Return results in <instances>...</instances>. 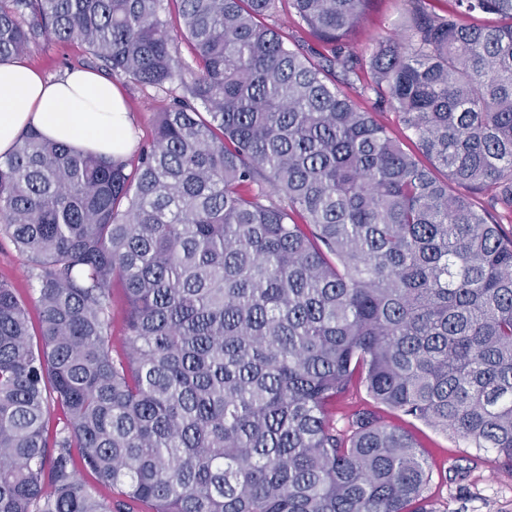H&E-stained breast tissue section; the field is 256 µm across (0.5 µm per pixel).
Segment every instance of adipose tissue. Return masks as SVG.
I'll return each mask as SVG.
<instances>
[{
    "instance_id": "adipose-tissue-1",
    "label": "adipose tissue",
    "mask_w": 512,
    "mask_h": 512,
    "mask_svg": "<svg viewBox=\"0 0 512 512\" xmlns=\"http://www.w3.org/2000/svg\"><path fill=\"white\" fill-rule=\"evenodd\" d=\"M131 115L116 83L83 70L45 79L23 60L0 61V155L37 128L73 150L116 160L132 149Z\"/></svg>"
}]
</instances>
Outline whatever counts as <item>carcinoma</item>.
I'll return each instance as SVG.
<instances>
[{
  "instance_id": "cac0c4a2",
  "label": "carcinoma",
  "mask_w": 512,
  "mask_h": 512,
  "mask_svg": "<svg viewBox=\"0 0 512 512\" xmlns=\"http://www.w3.org/2000/svg\"><path fill=\"white\" fill-rule=\"evenodd\" d=\"M399 2L357 53L371 0H0V61L79 39L183 90L130 172L33 128L0 156L32 284L0 281V512H428L408 433L336 430L354 383L512 465V235L479 201L512 212V0ZM126 308L125 298L119 286L112 289V342H118L123 336V315Z\"/></svg>"
}]
</instances>
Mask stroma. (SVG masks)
I'll list each match as a JSON object with an SVG mask.
<instances>
[{"instance_id":"1","label":"stroma","mask_w":512,"mask_h":512,"mask_svg":"<svg viewBox=\"0 0 512 512\" xmlns=\"http://www.w3.org/2000/svg\"><path fill=\"white\" fill-rule=\"evenodd\" d=\"M397 18L396 0H372L369 12L352 37L354 48L366 49L390 32ZM24 60L50 79L71 69L100 68L99 61L77 40L32 44ZM118 86L133 116L135 140L145 144L154 134L158 112L170 104L171 98L161 90L124 79L119 80ZM366 409L376 412L386 424L407 431L420 446L432 473L424 496L433 512H512V468L495 451L473 447L412 417L390 411L370 399L365 389L356 387L336 402L337 429L346 430L349 415Z\"/></svg>"}]
</instances>
